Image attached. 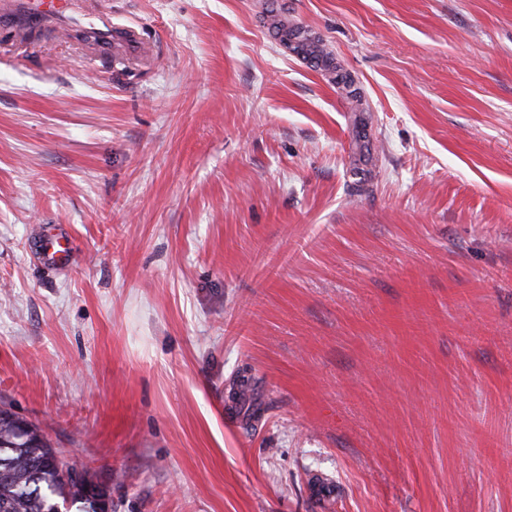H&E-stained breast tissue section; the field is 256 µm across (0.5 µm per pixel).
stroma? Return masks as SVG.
Instances as JSON below:
<instances>
[{
    "instance_id": "35a3bbf8",
    "label": "stroma",
    "mask_w": 512,
    "mask_h": 512,
    "mask_svg": "<svg viewBox=\"0 0 512 512\" xmlns=\"http://www.w3.org/2000/svg\"><path fill=\"white\" fill-rule=\"evenodd\" d=\"M107 2L143 52L0 30V404L112 512H512V0H290L354 98ZM72 250L67 240L58 237L44 253V262L50 266L64 265L71 261ZM248 381V379H245V377L242 376L232 383L233 391L231 393V399L236 404V406L238 405L240 407L239 413H241L242 409L247 406L243 414L245 419L249 421L256 418L259 411L257 408H254V389L251 388Z\"/></svg>"
}]
</instances>
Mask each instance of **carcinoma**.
Listing matches in <instances>:
<instances>
[{"instance_id": "cac0c4a2", "label": "carcinoma", "mask_w": 512, "mask_h": 512, "mask_svg": "<svg viewBox=\"0 0 512 512\" xmlns=\"http://www.w3.org/2000/svg\"><path fill=\"white\" fill-rule=\"evenodd\" d=\"M232 401L246 420L257 417L254 389L245 377L232 383ZM97 475L58 462L42 430L0 409V512H107L106 490Z\"/></svg>"}]
</instances>
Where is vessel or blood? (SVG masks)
Listing matches in <instances>:
<instances>
[{
  "instance_id": "b4317fda",
  "label": "vessel or blood",
  "mask_w": 512,
  "mask_h": 512,
  "mask_svg": "<svg viewBox=\"0 0 512 512\" xmlns=\"http://www.w3.org/2000/svg\"><path fill=\"white\" fill-rule=\"evenodd\" d=\"M47 25L65 36L81 35L102 54L135 55L144 46L133 31L113 26L106 11L87 13L81 0H0V29L23 34Z\"/></svg>"
}]
</instances>
